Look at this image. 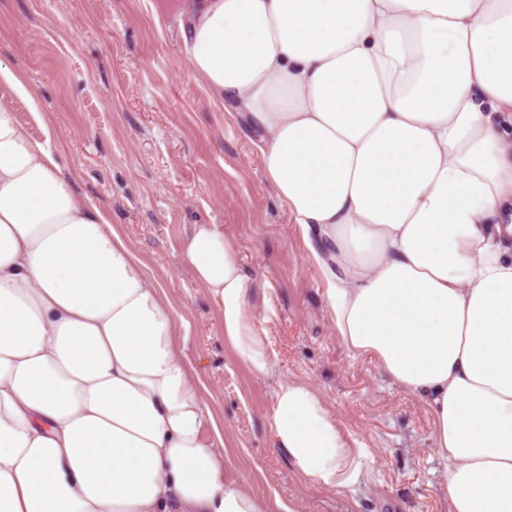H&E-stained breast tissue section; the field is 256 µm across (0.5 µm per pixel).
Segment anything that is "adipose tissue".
Segmentation results:
<instances>
[{"label":"adipose tissue","mask_w":512,"mask_h":512,"mask_svg":"<svg viewBox=\"0 0 512 512\" xmlns=\"http://www.w3.org/2000/svg\"><path fill=\"white\" fill-rule=\"evenodd\" d=\"M191 77L254 133L326 283L336 336L432 415L448 512H512V0H181ZM0 59V512H268L144 261L73 188ZM222 338L274 378L269 429L307 485L375 460L312 383L274 377L216 224L181 243Z\"/></svg>","instance_id":"1"}]
</instances>
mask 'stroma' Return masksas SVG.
Segmentation results:
<instances>
[{"label": "stroma", "instance_id": "stroma-1", "mask_svg": "<svg viewBox=\"0 0 512 512\" xmlns=\"http://www.w3.org/2000/svg\"><path fill=\"white\" fill-rule=\"evenodd\" d=\"M177 0H0V58L41 102L33 136L52 146L78 194L132 243L188 329L182 342L224 425L237 476L281 512H447L428 407L336 336L325 279L278 201L235 113L210 101L182 57ZM194 224H217L238 249L277 351V373L310 381L375 458V483L353 493L306 486L272 449V381L225 350L222 319L181 261Z\"/></svg>", "mask_w": 512, "mask_h": 512}]
</instances>
